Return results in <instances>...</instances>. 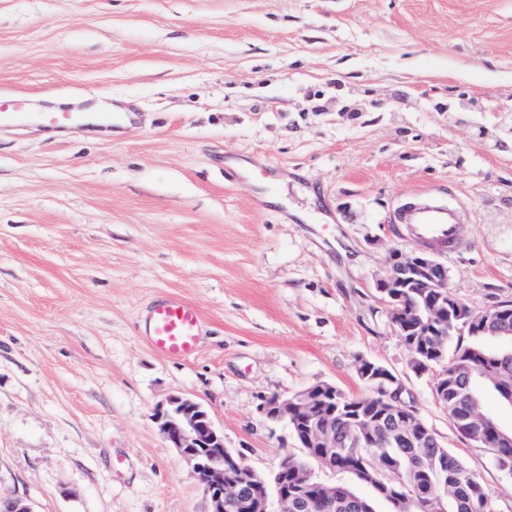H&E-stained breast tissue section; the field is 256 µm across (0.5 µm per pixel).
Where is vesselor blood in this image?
<instances>
[{"instance_id": "b4317fda", "label": "vessel or blood", "mask_w": 512, "mask_h": 512, "mask_svg": "<svg viewBox=\"0 0 512 512\" xmlns=\"http://www.w3.org/2000/svg\"><path fill=\"white\" fill-rule=\"evenodd\" d=\"M28 99L0 96V123H23L36 119L50 129L74 126L84 119L74 112H40L29 114ZM396 218L405 224L411 237L464 249L461 240L459 211L456 207L428 199L401 207ZM202 328V316L193 304L175 297L155 300L145 317L144 334L159 354L184 359L194 354Z\"/></svg>"}]
</instances>
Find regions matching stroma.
Instances as JSON below:
<instances>
[{
	"instance_id": "35a3bbf8",
	"label": "stroma",
	"mask_w": 512,
	"mask_h": 512,
	"mask_svg": "<svg viewBox=\"0 0 512 512\" xmlns=\"http://www.w3.org/2000/svg\"><path fill=\"white\" fill-rule=\"evenodd\" d=\"M0 95L111 98L120 132L0 126V495L32 512H210L152 415L193 398L270 472L261 412L387 367L496 512L512 476L463 441L374 283L402 202L461 208L443 250L472 312L512 301V0H0ZM193 303L185 360L142 334ZM202 316L193 304L175 297L155 300L145 317L144 335L159 354L184 359L194 354Z\"/></svg>"
}]
</instances>
